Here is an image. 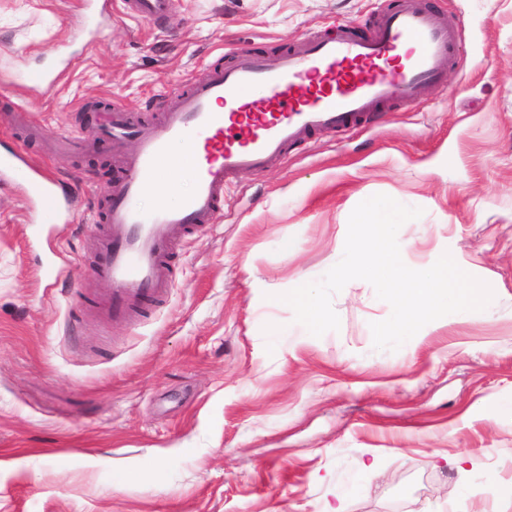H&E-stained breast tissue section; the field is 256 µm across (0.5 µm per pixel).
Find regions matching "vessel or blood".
Returning a JSON list of instances; mask_svg holds the SVG:
<instances>
[{
  "label": "vessel or blood",
  "mask_w": 512,
  "mask_h": 512,
  "mask_svg": "<svg viewBox=\"0 0 512 512\" xmlns=\"http://www.w3.org/2000/svg\"><path fill=\"white\" fill-rule=\"evenodd\" d=\"M131 16L159 21L172 0H125ZM456 28L428 0H390L368 24L342 25L305 38L268 61L247 49L227 67L214 66L180 90L154 98L158 117L89 102L76 117V135L47 137L26 111L14 113L0 136V180L23 186L30 208L45 222L68 216L72 198L60 178L35 164L23 143L47 139L50 153L81 150L90 127L113 146L133 140L119 157L121 177L106 191V229L94 273L114 284L96 310L111 319L132 317L162 302L176 278L173 246L213 224L224 211V185L282 165L291 148L314 134L362 126L392 101L418 100L443 83V65L457 49ZM194 167L190 192L144 208L164 173L180 157Z\"/></svg>",
  "instance_id": "b4317fda"
}]
</instances>
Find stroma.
Instances as JSON below:
<instances>
[{"instance_id": "obj_1", "label": "stroma", "mask_w": 512, "mask_h": 512, "mask_svg": "<svg viewBox=\"0 0 512 512\" xmlns=\"http://www.w3.org/2000/svg\"><path fill=\"white\" fill-rule=\"evenodd\" d=\"M435 2L458 30L444 85L229 182L223 219L177 243L148 318L89 308L114 290L92 273L89 217L117 149L51 157L27 141L78 209L35 224L22 187H0V512H512V411L497 405L512 396V0ZM376 8L173 0L158 24L112 0L96 48L36 87L74 46L81 0H0V115L22 107L65 134L85 101L142 113L235 49L272 58ZM376 194L422 211L397 235L405 263L451 254L491 286L486 309L378 350L370 325L391 307L356 279L332 298L338 330L295 322L279 295L340 261Z\"/></svg>"}]
</instances>
